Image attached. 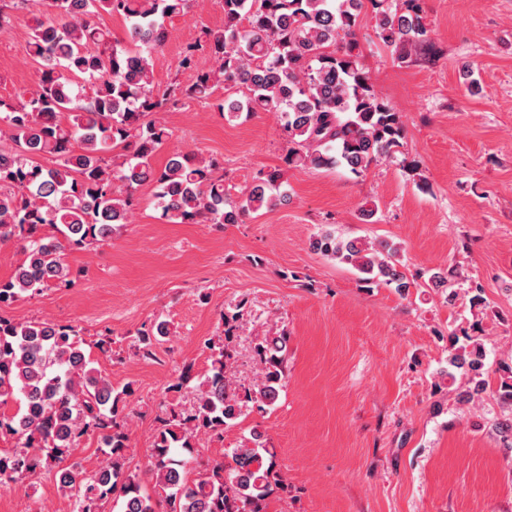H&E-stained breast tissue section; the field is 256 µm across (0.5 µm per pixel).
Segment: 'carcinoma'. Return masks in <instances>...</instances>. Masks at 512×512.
<instances>
[{"label":"carcinoma","mask_w":512,"mask_h":512,"mask_svg":"<svg viewBox=\"0 0 512 512\" xmlns=\"http://www.w3.org/2000/svg\"><path fill=\"white\" fill-rule=\"evenodd\" d=\"M50 18L37 22L29 52L39 65L29 96L0 98V244L21 246L23 261L0 281V310L26 293L74 284L68 253L89 250L128 223L136 193L155 189L163 219L174 224H239L251 213L272 209L287 197L284 173L258 177L234 201L215 164L175 153L165 167L153 165L168 133L152 118L182 98L208 100L216 85L245 89L218 104L232 116L279 111L288 141L286 164L303 170L343 167L359 176L381 157L403 147L399 112L374 90L357 38L365 17L374 33L403 62L433 49L421 0H224V26L205 30L188 47L206 53L216 69L201 71L187 89H155L153 53L166 39L165 21L183 13L189 0H46ZM106 13L129 23L128 48L92 18ZM49 156L51 165L38 158ZM313 251L352 266L368 286L392 285L405 296L419 284L399 270L397 248L373 245L333 232L314 237ZM238 316L223 315L224 335L206 343L209 375L191 388L188 408H170L159 426L144 473L127 465L131 448L128 398L131 384L112 387L88 366L82 329L71 323H16L0 315V438L15 440L0 451V486L44 469L74 499V512H267L283 486L265 433L201 469L193 466L200 441L220 439L224 427L250 403L273 406L287 380L288 336L256 338L260 364L256 383L234 385L226 369ZM166 321L136 332L134 347L154 356ZM483 343L469 335L450 337L448 370L467 379L462 403L484 393L496 376L498 400L512 408V360L489 370ZM503 448L512 452V417L495 424ZM99 436L104 464L87 474L64 462L81 438ZM152 492L143 490L144 479Z\"/></svg>","instance_id":"1"}]
</instances>
